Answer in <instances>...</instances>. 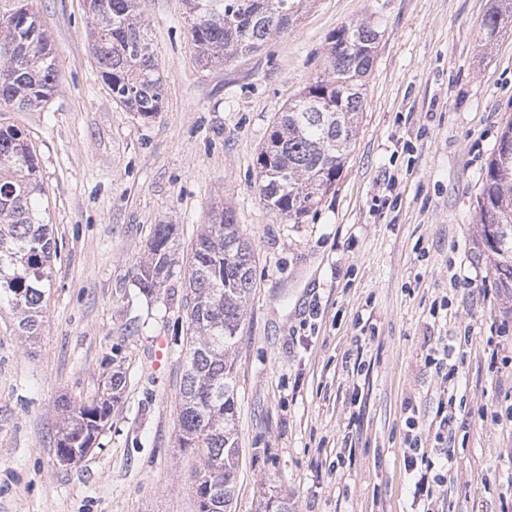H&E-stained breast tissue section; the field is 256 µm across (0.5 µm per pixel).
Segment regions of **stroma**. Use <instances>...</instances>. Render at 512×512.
I'll list each match as a JSON object with an SVG mask.
<instances>
[{
	"label": "stroma",
	"mask_w": 512,
	"mask_h": 512,
	"mask_svg": "<svg viewBox=\"0 0 512 512\" xmlns=\"http://www.w3.org/2000/svg\"><path fill=\"white\" fill-rule=\"evenodd\" d=\"M50 40L45 107L0 111L39 158L59 255L39 336L0 307V512H198L197 462L178 445L189 334L181 279L144 295L155 225L187 269L202 225L230 206L256 286L233 351L239 466L233 508L410 512L405 415L434 418L453 346L456 465L435 512H512V307L484 259L482 177L512 124V24L493 0H314L259 51L202 67L184 0H138L163 72L161 112L113 100L89 48L86 0H29ZM381 36L336 187L293 223L258 195L257 155L326 65L341 26ZM165 345L167 359L155 366ZM126 384L93 449L56 455L60 407ZM496 2L484 21V28L490 37L496 34L505 20L512 22V0H496Z\"/></svg>",
	"instance_id": "stroma-1"
}]
</instances>
